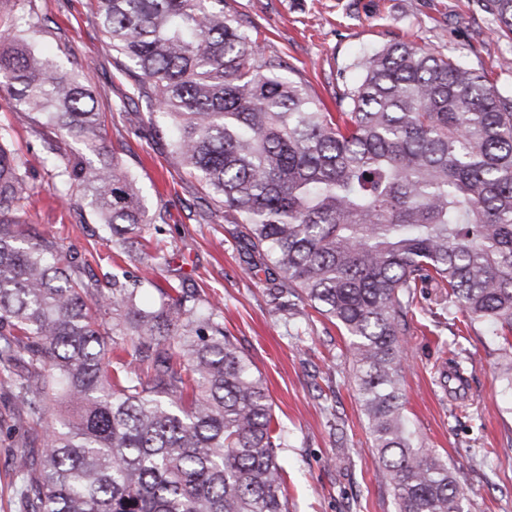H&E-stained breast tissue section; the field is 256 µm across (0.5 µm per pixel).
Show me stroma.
Here are the masks:
<instances>
[{
  "mask_svg": "<svg viewBox=\"0 0 512 512\" xmlns=\"http://www.w3.org/2000/svg\"><path fill=\"white\" fill-rule=\"evenodd\" d=\"M266 55L283 60L293 76L335 109L346 84L357 80L358 56L394 42L466 61L500 86L512 85V41L498 32L482 0H228ZM11 28L35 50L89 89L105 116V145L136 176L156 218L161 250L145 256L138 239L120 262L89 207L61 202L43 166L52 154L80 146L51 132L34 113L19 112L0 93V128L28 161L29 199L23 220L55 236L76 274L105 283L115 265L146 279L149 299L195 291L215 304L228 335L252 360L288 433L284 492L290 512H397L392 485L372 448L346 338L317 313L277 307L266 277L245 247L243 228L208 197L174 157L166 120L135 98L136 73L91 13L89 0H0V29ZM438 289L416 294V309L401 345L410 367L402 383L404 413L426 447L448 465L466 494L467 512H512V390L502 374L512 348L483 325L453 337L438 311ZM463 361L466 381L456 393L439 383L451 358ZM8 385L0 384V512H18L11 451L24 440L12 413ZM347 436L330 435L332 415Z\"/></svg>",
  "mask_w": 512,
  "mask_h": 512,
  "instance_id": "1",
  "label": "stroma"
}]
</instances>
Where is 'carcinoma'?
Returning <instances> with one entry per match:
<instances>
[{
	"mask_svg": "<svg viewBox=\"0 0 512 512\" xmlns=\"http://www.w3.org/2000/svg\"><path fill=\"white\" fill-rule=\"evenodd\" d=\"M93 2L112 49L156 88L173 153L242 225L271 300L344 333L399 512H464L403 414L400 337L426 282L442 309L512 334V88L394 43L353 63L359 79L327 112L224 0ZM485 8L512 38V0ZM4 90L84 146L51 159L57 197L86 200L115 245L149 234L82 85L19 44L0 48ZM26 177L0 131V372L42 442L13 452L20 512H288L287 434L216 308L192 292L146 306L126 271L88 303L63 244L17 220Z\"/></svg>",
	"mask_w": 512,
	"mask_h": 512,
	"instance_id": "carcinoma-1",
	"label": "carcinoma"
}]
</instances>
